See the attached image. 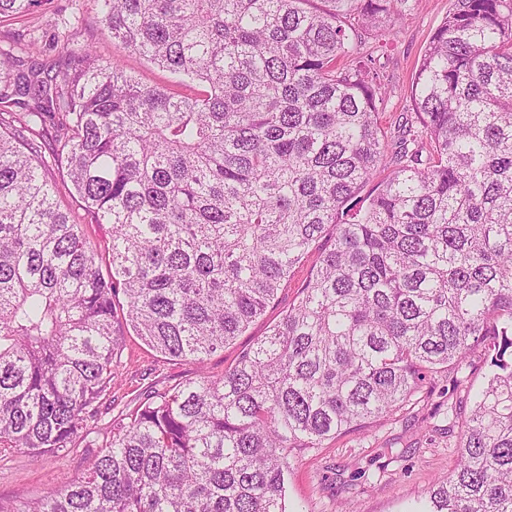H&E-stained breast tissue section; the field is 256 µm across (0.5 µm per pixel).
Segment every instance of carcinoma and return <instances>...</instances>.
Segmentation results:
<instances>
[{
    "mask_svg": "<svg viewBox=\"0 0 512 512\" xmlns=\"http://www.w3.org/2000/svg\"><path fill=\"white\" fill-rule=\"evenodd\" d=\"M96 2L173 81L91 50L0 58V457L77 451L112 404L120 329L201 364L301 283L224 375L147 390L83 473L0 512H288L294 451L479 345L495 370L414 512H512V0H452L413 79L422 131L391 143L358 47L404 0H357L356 26L310 0ZM41 3L0 0V19ZM48 137L107 227L105 273L42 169Z\"/></svg>",
    "mask_w": 512,
    "mask_h": 512,
    "instance_id": "1",
    "label": "carcinoma"
}]
</instances>
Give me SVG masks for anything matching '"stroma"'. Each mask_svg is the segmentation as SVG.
Wrapping results in <instances>:
<instances>
[{
    "mask_svg": "<svg viewBox=\"0 0 512 512\" xmlns=\"http://www.w3.org/2000/svg\"><path fill=\"white\" fill-rule=\"evenodd\" d=\"M451 0H408L401 17L380 36L365 38L363 51L386 88L381 123L397 132L414 114L412 81L423 51L443 22ZM94 48L105 59L145 83H161L163 72L138 55L113 45L102 30L94 0H50L37 12L0 20V52L24 65L54 62L71 65L78 53ZM46 172L62 208L84 225L91 240L102 242V228L91 224L55 151L43 148ZM296 289H281L244 334L207 358L204 365L171 361L125 332L117 359L118 380L112 411L101 424L132 409L147 386L165 389L204 373L222 376L239 352L264 336L293 302ZM491 357L476 348L458 371L427 374L420 389L392 412L359 432L346 433L320 448L298 452L291 460L287 498L303 512H413L436 483L446 480L458 461L459 426L468 415L469 392L490 371ZM83 456L32 458L17 454L0 459V501L19 504L39 498L61 477L81 472Z\"/></svg>",
    "mask_w": 512,
    "mask_h": 512,
    "instance_id": "35a3bbf8",
    "label": "stroma"
}]
</instances>
